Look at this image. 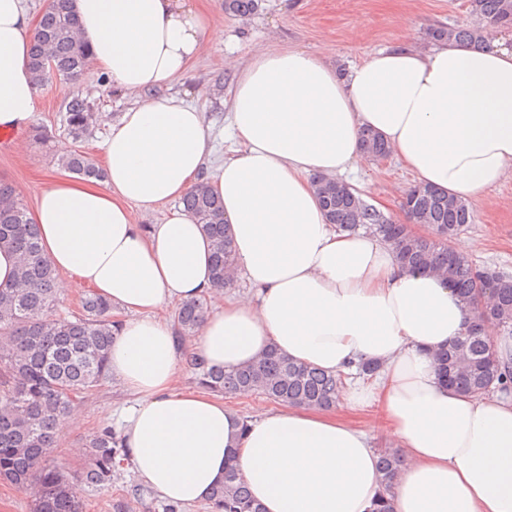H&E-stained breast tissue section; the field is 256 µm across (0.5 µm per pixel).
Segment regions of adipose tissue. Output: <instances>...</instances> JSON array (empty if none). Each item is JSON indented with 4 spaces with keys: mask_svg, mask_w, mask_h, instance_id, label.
Wrapping results in <instances>:
<instances>
[{
    "mask_svg": "<svg viewBox=\"0 0 512 512\" xmlns=\"http://www.w3.org/2000/svg\"><path fill=\"white\" fill-rule=\"evenodd\" d=\"M198 0H74L80 34L108 80L147 98L112 122L103 179L48 180L31 219L66 294L87 288L123 317L110 372L132 399L123 436L163 499L205 502L235 465L264 512H369L382 489L377 439L398 448L394 512H512V394L463 393L432 355L466 329L448 281L401 267L384 238L329 224L312 183L354 170L377 132L419 183L469 203L512 177V45L448 40L428 49L404 25L394 46L348 70L329 53L262 48L237 66L229 103L240 147L209 187L224 205L248 288L220 294L193 350L232 369L268 350L345 375L335 410L299 405L243 418L178 385L184 347L161 316L218 294L212 242L181 198L210 162L202 113L165 94L220 40ZM38 22L0 0V130L24 129L39 89L28 57ZM373 363L371 381L356 376Z\"/></svg>",
    "mask_w": 512,
    "mask_h": 512,
    "instance_id": "obj_1",
    "label": "adipose tissue"
}]
</instances>
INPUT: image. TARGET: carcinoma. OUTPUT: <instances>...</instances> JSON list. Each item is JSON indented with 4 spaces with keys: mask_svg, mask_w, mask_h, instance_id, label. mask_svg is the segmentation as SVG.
I'll list each match as a JSON object with an SVG mask.
<instances>
[{
    "mask_svg": "<svg viewBox=\"0 0 512 512\" xmlns=\"http://www.w3.org/2000/svg\"><path fill=\"white\" fill-rule=\"evenodd\" d=\"M470 13L492 26L512 25V0H469ZM259 0H224V12L239 17L253 14ZM73 0H54L39 22L29 65L37 86L54 82L66 86L81 78L90 64V49L78 36ZM483 30L475 25L440 27L430 31L436 41L476 42ZM54 67H49L48 60ZM65 121L74 139L81 138L97 115L81 94H71ZM364 155L373 160L390 155L383 139L363 136ZM64 170L101 179L104 170L86 152L71 150L58 158ZM319 199L329 223L342 231L365 229L392 243L399 262L412 269L446 277L468 311L482 313L448 348L434 354L440 378L462 392L483 396L508 392L512 374L498 357L493 342L483 335L485 326L512 333V278L476 268L456 253L452 239L472 222L468 203L436 188L417 184L404 196L402 207L417 224L429 227L415 236L390 223L383 212L365 202L351 187L336 180L316 179ZM184 211L202 225L213 245L211 272L216 286L230 288L235 255L224 221V205L201 182L183 198ZM0 244L18 255V285L0 290V480L30 491L31 512H83L78 496L81 483L99 490L112 485L121 463L128 460L121 435L104 427L86 443V466L77 476L55 466L51 459L57 431L70 408L83 401L107 378L109 354L119 319L112 304L86 292L81 313L62 317L56 309L57 271L43 253L38 226L14 186L0 180ZM495 278L492 304L476 308L483 277ZM208 312L206 298L183 301L174 322L178 339L196 334ZM185 362L197 384L216 395L236 397L261 394L277 403L330 409L342 376L299 365L274 350L249 365L220 370L207 367L193 352ZM385 488L369 512H393L390 489L401 455L395 448L379 452ZM210 512H263L249 494L238 469L229 465L224 481L209 498Z\"/></svg>",
    "mask_w": 512,
    "mask_h": 512,
    "instance_id": "carcinoma-1",
    "label": "carcinoma"
}]
</instances>
